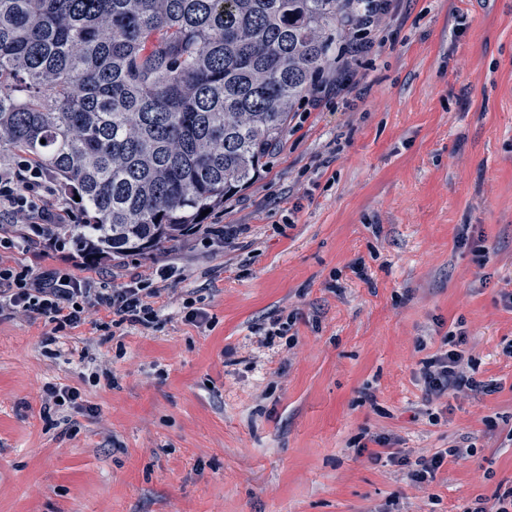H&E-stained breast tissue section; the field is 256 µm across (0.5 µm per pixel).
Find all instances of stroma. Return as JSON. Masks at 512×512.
I'll return each mask as SVG.
<instances>
[{
    "label": "stroma",
    "instance_id": "1",
    "mask_svg": "<svg viewBox=\"0 0 512 512\" xmlns=\"http://www.w3.org/2000/svg\"><path fill=\"white\" fill-rule=\"evenodd\" d=\"M371 37L208 231L99 265L115 286L170 271L152 327L0 316V512H462L512 488V0H388ZM0 260L89 274L66 251ZM458 331L500 389L426 401L422 363ZM370 435L476 452L415 484Z\"/></svg>",
    "mask_w": 512,
    "mask_h": 512
}]
</instances>
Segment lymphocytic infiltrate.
<instances>
[{"mask_svg": "<svg viewBox=\"0 0 512 512\" xmlns=\"http://www.w3.org/2000/svg\"><path fill=\"white\" fill-rule=\"evenodd\" d=\"M83 207L74 196L62 193L47 170L31 157L18 154L0 164V250H11L15 239L11 225L25 224L32 241L59 244L53 227L77 223ZM162 288L148 284H125L106 287L102 278H77L62 268L35 269L0 262V315L23 312L46 317L56 336L84 324L93 329L125 326H150L159 314L157 301ZM105 309L110 321L92 320L93 310ZM465 333H458L452 349L424 361L420 378L426 400L440 398L451 390L469 389L479 395L498 391L497 383L480 381L467 374L464 364ZM475 446L463 440L450 445L446 452L431 458L408 462L398 458L406 479L424 483L435 478L446 457L465 459L473 456Z\"/></svg>", "mask_w": 512, "mask_h": 512, "instance_id": "lymphocytic-infiltrate-1", "label": "lymphocytic infiltrate"}]
</instances>
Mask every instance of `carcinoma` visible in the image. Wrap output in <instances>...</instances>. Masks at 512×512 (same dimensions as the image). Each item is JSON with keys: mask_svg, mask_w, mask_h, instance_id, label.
Segmentation results:
<instances>
[{"mask_svg": "<svg viewBox=\"0 0 512 512\" xmlns=\"http://www.w3.org/2000/svg\"><path fill=\"white\" fill-rule=\"evenodd\" d=\"M372 0H0V154L39 161L101 261L174 247L258 175Z\"/></svg>", "mask_w": 512, "mask_h": 512, "instance_id": "cac0c4a2", "label": "carcinoma"}]
</instances>
